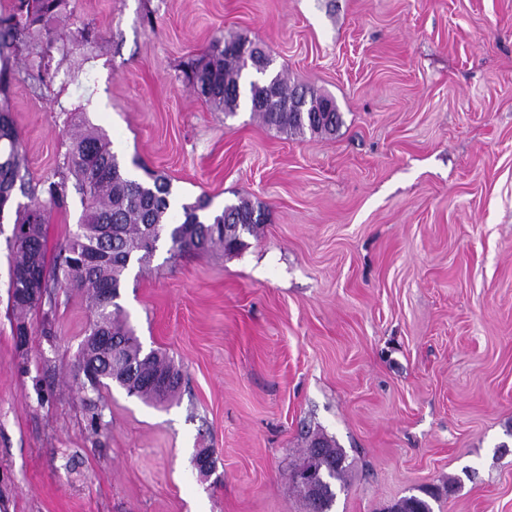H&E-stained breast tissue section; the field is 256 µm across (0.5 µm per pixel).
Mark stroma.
Returning <instances> with one entry per match:
<instances>
[{
    "label": "stroma",
    "instance_id": "obj_1",
    "mask_svg": "<svg viewBox=\"0 0 512 512\" xmlns=\"http://www.w3.org/2000/svg\"><path fill=\"white\" fill-rule=\"evenodd\" d=\"M69 9L48 24L56 81L21 61L11 85L25 177L52 176L91 124L132 175L266 221L240 252L163 241L126 273L129 324L182 373L155 405L85 385V293L16 314L0 216V512H307L290 473L308 428L351 464L332 512L428 492L434 512H512V0ZM236 33L335 100V134L212 111L186 64Z\"/></svg>",
    "mask_w": 512,
    "mask_h": 512
}]
</instances>
